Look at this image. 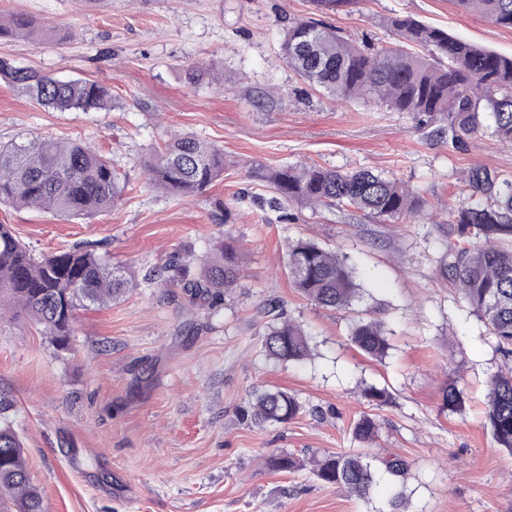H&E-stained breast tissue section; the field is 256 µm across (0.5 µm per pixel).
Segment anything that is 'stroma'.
<instances>
[{"instance_id": "35a3bbf8", "label": "stroma", "mask_w": 512, "mask_h": 512, "mask_svg": "<svg viewBox=\"0 0 512 512\" xmlns=\"http://www.w3.org/2000/svg\"><path fill=\"white\" fill-rule=\"evenodd\" d=\"M70 28L63 44L0 41V58L63 78L102 82L112 107L57 112L0 80V143L42 135L90 146L127 181L120 203L92 219L0 205V224L39 256L76 245L108 254L141 284L112 305L78 311L68 349L34 323L0 317V400L25 446L46 512H512V452L487 424L488 381L512 367L479 317L442 278L445 205L471 201L468 172L512 174V142L473 135L452 146L411 112L336 100L301 84L280 52L289 18L311 17L359 41L390 38L409 14L452 36L512 56V29L458 12L451 0H0V17ZM224 71V85H191L187 65ZM190 133L224 153V176L176 198L149 186L145 161ZM369 169L407 182L422 214L378 224L343 210L279 209L260 175L284 165ZM242 254L236 288L212 308L150 279L217 240ZM335 250L357 272L362 307L386 326L384 361L349 340L348 313L319 308L291 284L289 242ZM299 323L312 355L280 363L262 346L268 303ZM463 408L442 409L448 379ZM387 388L371 406L364 387ZM277 386L303 406L285 424L246 418L252 392ZM381 428L374 452L409 463L399 484L379 475L365 498L309 470L274 472L264 456L355 453L361 415Z\"/></svg>"}]
</instances>
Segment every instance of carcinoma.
Here are the masks:
<instances>
[{"instance_id": "cac0c4a2", "label": "carcinoma", "mask_w": 512, "mask_h": 512, "mask_svg": "<svg viewBox=\"0 0 512 512\" xmlns=\"http://www.w3.org/2000/svg\"><path fill=\"white\" fill-rule=\"evenodd\" d=\"M467 14L512 29V0H452ZM386 25L392 37L374 44L359 43L313 18H291L281 39L288 67L307 86L351 102H374L390 112H413L448 118L453 143L478 133L512 142V58L481 49L410 15H395ZM54 38L65 43L73 33L47 28L31 17L0 21V39ZM0 78L39 104L59 112H98L110 106V89L98 81L60 79L52 74L16 67L0 59ZM185 79L199 84L213 79L196 65ZM145 168L150 181L175 197L201 193L224 174V152L195 135L170 139L150 155ZM272 189L278 208L318 211L342 209L381 223L422 213L426 201L404 183L368 169L341 172L316 165H287L261 175ZM468 185L482 199L448 207L447 223L455 242L441 267L442 276L482 320L497 347L512 353V175L483 168L468 173ZM123 192L121 173L105 156L86 145L50 137L0 144V204L39 207L64 217L93 218L112 210ZM286 259L294 288L311 303L331 310H353L360 298L353 268L336 252L315 242L288 244ZM170 280L213 303L235 287L241 271L237 249L222 240L210 248L201 269L174 262ZM139 287L137 275L113 266L92 250L73 246L35 256L0 224V314L33 322L63 349L70 342L75 311L107 306ZM350 339L363 354L383 360L390 343L377 322L362 315L350 327ZM267 355L281 362L303 361L309 355L301 326L284 321L265 333ZM372 406L391 398L385 388L362 393ZM442 407L462 409L455 382L443 391ZM302 406L283 388L254 391L246 416L258 423L286 424ZM487 420L498 446L512 451V375L489 382ZM379 424L369 415L354 424V435L371 442ZM267 468L291 472L310 466L321 482L365 498L376 476L375 459L363 453H329L303 462L286 451L266 458ZM392 481L403 477L407 461L394 456L382 461ZM10 512H46L41 491L31 483L24 443L6 418L0 417V496Z\"/></svg>"}]
</instances>
